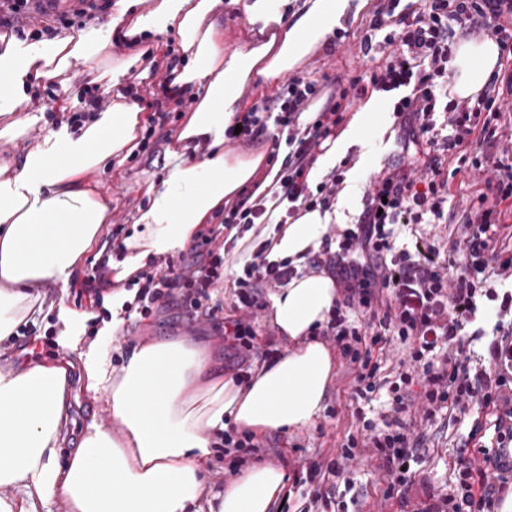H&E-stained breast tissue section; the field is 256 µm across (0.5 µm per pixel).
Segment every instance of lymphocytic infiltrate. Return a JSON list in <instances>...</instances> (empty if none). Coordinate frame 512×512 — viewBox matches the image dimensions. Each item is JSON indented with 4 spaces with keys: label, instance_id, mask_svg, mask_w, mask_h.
Segmentation results:
<instances>
[{
    "label": "lymphocytic infiltrate",
    "instance_id": "1",
    "mask_svg": "<svg viewBox=\"0 0 512 512\" xmlns=\"http://www.w3.org/2000/svg\"><path fill=\"white\" fill-rule=\"evenodd\" d=\"M111 0H0V29L24 36L33 21L83 26L105 14ZM475 31L495 38L500 55L512 64V0H379L366 21L360 50L370 66L363 74L316 80L294 75L278 90L237 113L224 137L248 147L269 145L267 164H279L278 204L286 217L331 208L344 177L331 173L317 188L307 175L322 144L335 137L350 99L374 90L393 94L399 125L398 151L371 176L363 209L354 227L334 235L311 267L335 279L342 297L319 334L335 340L353 374V411L389 478L386 496H404L410 463L423 441L408 418L420 406L423 421L440 410L466 414L490 411L494 448L478 446V460L458 457L452 493L427 494L423 512H497L512 491V462L500 449L512 447V251L497 249L498 228L512 216V163H491L493 121L512 110V73L492 74L471 98L448 93V62L458 39ZM316 115H308L313 101ZM456 169H449L448 157ZM485 172L476 203L461 215L466 237L441 253L423 238L407 239L420 224L448 221L449 181L457 168ZM261 180L225 205L224 216L208 228L180 259L150 261L130 278L141 316L174 305L189 319L212 320L222 305L215 296L224 282L226 229L250 228L266 212ZM288 265L255 261L236 280L235 315L224 322V341L232 349L255 347L257 310L263 289L292 279ZM492 322L491 332L478 320ZM488 335L486 363L472 367L467 334ZM407 356L395 381L381 379L383 357L392 344ZM421 393H414V386ZM390 393L391 413L381 423L367 420L364 400L380 390ZM356 438H349L326 467L310 466V502L315 512H334L336 487L330 478L352 459Z\"/></svg>",
    "mask_w": 512,
    "mask_h": 512
}]
</instances>
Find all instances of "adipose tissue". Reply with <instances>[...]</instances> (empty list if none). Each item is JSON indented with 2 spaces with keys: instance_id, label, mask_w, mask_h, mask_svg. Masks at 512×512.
Wrapping results in <instances>:
<instances>
[{
  "instance_id": "ef3b65f1",
  "label": "adipose tissue",
  "mask_w": 512,
  "mask_h": 512,
  "mask_svg": "<svg viewBox=\"0 0 512 512\" xmlns=\"http://www.w3.org/2000/svg\"><path fill=\"white\" fill-rule=\"evenodd\" d=\"M141 2L116 0L106 30L59 35L38 46L12 37L0 51V342L41 316L42 284H68L111 212L110 200L88 177L123 163L146 122L138 104L119 96L80 135L54 132L31 144L27 134L38 118L25 111L28 87L50 81L58 98L70 100L74 62L100 58L110 63L111 85L132 70L147 81L145 49L131 47V38L171 32L178 39L186 62L173 69V84L190 89L196 107L177 140L202 143L206 151L179 155L161 181L139 182L147 206L124 240L126 257L114 265L119 282L146 268L150 258L184 251L250 184L263 156L245 159L224 150V131L242 109L244 87L273 84L293 70L324 45L349 5L306 0L288 22L283 0H245L246 20L260 36L230 49L212 18L218 0H155L139 15ZM498 59L491 38L460 42L449 63L453 94L477 95ZM381 105L380 95H373L336 140L323 143L309 184L321 182L353 144L378 138L392 125ZM357 192V183H350L332 209L301 212L289 224L282 223L281 210L271 211L257 237L240 241L232 270L242 269L264 242L267 261L301 266L330 225L345 223ZM337 298L336 283L324 272L293 277L273 294L269 320L293 347L241 384L225 375L214 342L191 336L135 347L112 376L93 351L65 344L112 419L89 424L66 459V365L55 358L24 369L0 366V512H50L58 499L69 512H193L202 501L208 512H271L287 486L279 465L247 466L213 494L202 474L216 432L233 426L261 437L308 427L319 417L336 360L314 330Z\"/></svg>"
}]
</instances>
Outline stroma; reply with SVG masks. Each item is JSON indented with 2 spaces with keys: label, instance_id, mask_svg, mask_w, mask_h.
Here are the masks:
<instances>
[{
  "label": "stroma",
  "instance_id": "stroma-1",
  "mask_svg": "<svg viewBox=\"0 0 512 512\" xmlns=\"http://www.w3.org/2000/svg\"><path fill=\"white\" fill-rule=\"evenodd\" d=\"M349 4L340 26L346 35L344 44L331 53L318 49L301 65V73L333 77L364 71L358 46L363 35V22L376 9L378 0H349ZM179 148L175 141L160 142L152 151L141 153L136 159L125 160L121 166L100 175L98 190L112 200L111 229L104 232V239L112 241L113 245H122L142 203V196L137 191L138 181L147 177L164 178L172 153ZM41 293L45 316L28 328L34 341V353L41 359L60 355L59 334L65 328V318L73 312L89 315L88 320L75 328L81 347H94L100 362L115 373L126 363L140 337H173L192 332L199 336H212L216 333L208 322L190 327L181 309L173 306L162 308L146 319L132 314L116 331L112 328L111 298H104L102 305L98 306L92 298L79 294L77 289L65 290L54 282L43 285ZM349 381L345 363H338L325 407L316 421L303 429L258 438V451L246 453V461L276 463L291 475L302 465L328 464L338 448L346 443L349 434L357 430L356 421L348 410ZM72 388L67 410L77 428H84L95 419H107L101 395L87 390L82 370L73 371ZM474 424L475 418L471 415L457 422L446 413H437L430 422L425 447L419 451V460L413 466L414 484L403 505L397 499L385 498L386 481L371 450L355 448L354 459L348 461L345 471L336 479V512H422L424 488H431L438 494L453 490L456 484L453 473L456 447L467 441Z\"/></svg>",
  "mask_w": 512,
  "mask_h": 512
}]
</instances>
